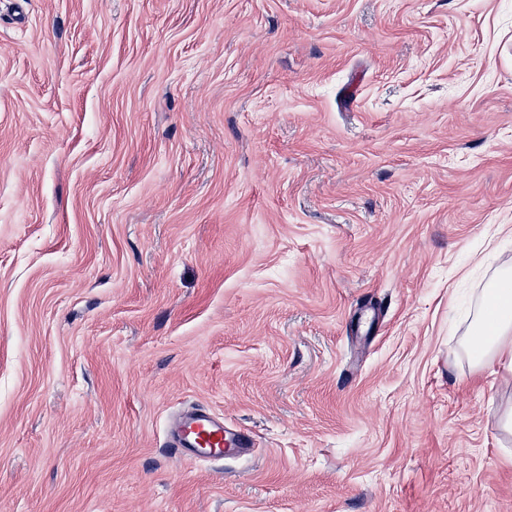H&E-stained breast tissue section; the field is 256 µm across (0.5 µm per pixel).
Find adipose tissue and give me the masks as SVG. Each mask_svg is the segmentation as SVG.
Listing matches in <instances>:
<instances>
[{"instance_id": "adipose-tissue-1", "label": "adipose tissue", "mask_w": 512, "mask_h": 512, "mask_svg": "<svg viewBox=\"0 0 512 512\" xmlns=\"http://www.w3.org/2000/svg\"><path fill=\"white\" fill-rule=\"evenodd\" d=\"M458 349L473 367L497 366L512 378V264L499 266L487 282Z\"/></svg>"}]
</instances>
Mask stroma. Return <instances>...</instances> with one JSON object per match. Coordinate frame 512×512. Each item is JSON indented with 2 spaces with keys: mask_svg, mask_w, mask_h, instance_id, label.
I'll use <instances>...</instances> for the list:
<instances>
[{
  "mask_svg": "<svg viewBox=\"0 0 512 512\" xmlns=\"http://www.w3.org/2000/svg\"><path fill=\"white\" fill-rule=\"evenodd\" d=\"M498 224L512 0H0V512H512ZM458 349L473 367L497 366L512 379V264L499 266L487 282ZM168 446L181 458L221 461L224 456H243L253 446L252 436L224 423V417L204 407L184 411L170 426Z\"/></svg>",
  "mask_w": 512,
  "mask_h": 512,
  "instance_id": "obj_1",
  "label": "stroma"
}]
</instances>
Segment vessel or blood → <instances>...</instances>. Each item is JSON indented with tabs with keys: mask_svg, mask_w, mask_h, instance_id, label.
Segmentation results:
<instances>
[{
	"mask_svg": "<svg viewBox=\"0 0 512 512\" xmlns=\"http://www.w3.org/2000/svg\"><path fill=\"white\" fill-rule=\"evenodd\" d=\"M168 446L182 458L220 461L231 453L238 456L249 454L253 438L248 432L226 424L223 416L198 407L174 418Z\"/></svg>",
	"mask_w": 512,
	"mask_h": 512,
	"instance_id": "obj_1",
	"label": "vessel or blood"
}]
</instances>
